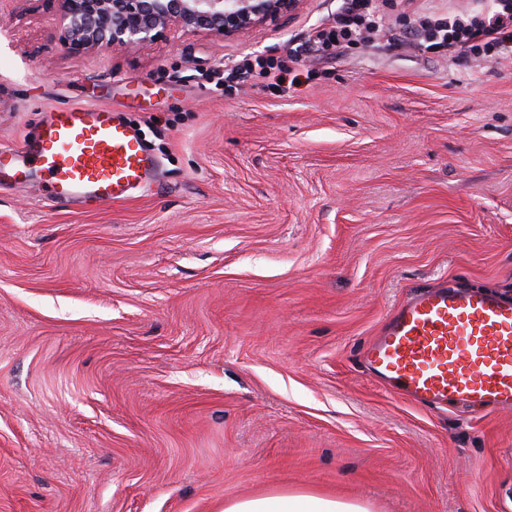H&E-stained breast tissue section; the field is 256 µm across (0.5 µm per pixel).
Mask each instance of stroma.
<instances>
[{"label": "stroma", "instance_id": "35a3bbf8", "mask_svg": "<svg viewBox=\"0 0 512 512\" xmlns=\"http://www.w3.org/2000/svg\"><path fill=\"white\" fill-rule=\"evenodd\" d=\"M341 6L74 53L59 0H0V142L96 103L162 162L111 205L0 192V512H512V413L415 405L362 363L415 291L512 297V43L409 32L490 0H371L378 31L328 59L309 37ZM258 56L296 84L205 78ZM224 512H369L360 503L303 492H283L239 499Z\"/></svg>", "mask_w": 512, "mask_h": 512}]
</instances>
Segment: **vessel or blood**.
<instances>
[{
  "mask_svg": "<svg viewBox=\"0 0 512 512\" xmlns=\"http://www.w3.org/2000/svg\"><path fill=\"white\" fill-rule=\"evenodd\" d=\"M157 161L136 128L99 104L58 108L0 145V190L45 183L57 205H107L150 183ZM369 374L433 407L512 410V298L445 286L413 294L365 352Z\"/></svg>",
  "mask_w": 512,
  "mask_h": 512,
  "instance_id": "1",
  "label": "vessel or blood"
}]
</instances>
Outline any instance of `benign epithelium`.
I'll return each mask as SVG.
<instances>
[{
	"mask_svg": "<svg viewBox=\"0 0 512 512\" xmlns=\"http://www.w3.org/2000/svg\"><path fill=\"white\" fill-rule=\"evenodd\" d=\"M300 0H60L69 48L127 49L171 30L225 37L272 22Z\"/></svg>",
	"mask_w": 512,
	"mask_h": 512,
	"instance_id": "1",
	"label": "benign epithelium"
}]
</instances>
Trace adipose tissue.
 <instances>
[{
    "instance_id": "1",
    "label": "adipose tissue",
    "mask_w": 512,
    "mask_h": 512,
    "mask_svg": "<svg viewBox=\"0 0 512 512\" xmlns=\"http://www.w3.org/2000/svg\"><path fill=\"white\" fill-rule=\"evenodd\" d=\"M224 512H369L360 503L303 492H283L239 499Z\"/></svg>"
}]
</instances>
